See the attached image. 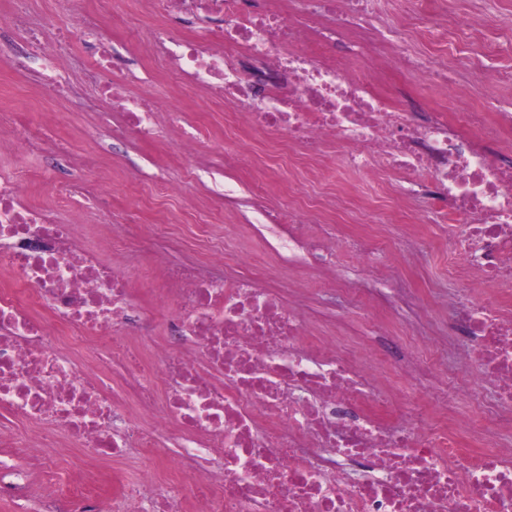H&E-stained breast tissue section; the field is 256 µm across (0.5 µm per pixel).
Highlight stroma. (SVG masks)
<instances>
[{"mask_svg":"<svg viewBox=\"0 0 512 512\" xmlns=\"http://www.w3.org/2000/svg\"><path fill=\"white\" fill-rule=\"evenodd\" d=\"M453 8L456 48L446 55L437 52L432 37L444 22L438 8L428 7L413 20L403 0H382L378 17L381 28L400 32L421 57L447 65L453 83L426 87L408 74L355 64L350 78L380 87L396 84L418 94L428 107L447 113L455 112L464 93L480 112L511 107L495 76L512 69V55L496 49L497 33L512 30V0H455ZM104 23L116 47L136 53L130 30L151 29L156 20L148 0H125L121 14L105 17ZM136 55L138 70L151 71L154 79L149 84L130 80L129 91L165 99L189 121H204L211 137L198 152H183L163 136L150 142L121 143L112 156L96 157L95 143L82 138L80 131L103 124L108 116L94 109L96 91L85 74L86 51L79 41H72L63 59L81 89L77 98L62 99L32 88L8 59L0 58V108L23 115L55 113L57 134L71 139L76 151L93 156L85 177L106 200L108 214L90 217L86 232L91 238L149 240L156 243L159 259L193 261L214 273L223 270L211 261L214 245H222L228 254H249L250 273L269 286L285 281L296 288L295 298L308 322L319 332L334 334L337 349L347 354L377 340L374 323L389 325L398 334L409 325L441 317L443 294L457 288L448 275L453 244L435 242L431 229L413 224V202L402 196L396 175L379 174L400 212L385 231L388 249L375 267L360 266L344 246L337 247L328 262H321L309 253L312 241L329 243L340 234L357 239L370 232L377 219L361 177L348 175L339 182L332 177L340 166L343 145L329 143L314 159L271 145L262 133L238 121L237 103L215 102L204 91L176 81L154 55ZM259 186L270 208L283 214L296 208L300 221L265 223L255 206ZM344 280L366 288L363 312H355L340 294ZM436 368L441 379L471 389L468 410L472 416H481L493 392L481 385L476 372L459 370L453 352L438 360ZM55 454L58 465L53 473H44L31 461L25 464L31 473L33 502L55 491L60 481L80 477L67 449H56Z\"/></svg>","mask_w":512,"mask_h":512,"instance_id":"obj_1","label":"stroma"}]
</instances>
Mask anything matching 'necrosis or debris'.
Wrapping results in <instances>:
<instances>
[{
    "label": "necrosis or debris",
    "instance_id": "necrosis-or-debris-1",
    "mask_svg": "<svg viewBox=\"0 0 512 512\" xmlns=\"http://www.w3.org/2000/svg\"><path fill=\"white\" fill-rule=\"evenodd\" d=\"M90 2L73 0L72 31L51 48L31 30L25 0H14L0 15V55L32 86L70 94L59 47L76 37L120 117L118 133L150 141L166 128L188 151L207 141L202 126L185 128L160 100L126 91L129 66L90 20ZM153 2L159 23L146 40L181 83L238 102L241 121L307 156L342 142L345 171L394 172L419 203L417 223L453 237L465 288L417 344L428 355L466 340L494 400L474 426L454 398L430 408L406 394L380 398L371 366L379 345L352 360L310 338L297 307L249 274L212 276L141 254L145 280L170 301L151 315L104 255L132 243L79 239L85 211L101 205L72 176L87 160L56 150L48 115L0 109V133L46 159L35 173L0 174V275L11 282L0 289V437L9 438L0 495L25 512L20 459L50 469L52 449L66 447L109 461L133 452L137 466L54 491L41 512H512V149L499 138L512 113L489 125L466 101L450 116L397 88L349 79L356 62L414 72L427 86L449 81L396 32L368 40L377 0H302L297 18L263 0ZM321 18L331 26L311 33ZM185 25L192 36L172 35ZM343 33L351 39L340 59ZM34 176L48 181L54 206L26 200ZM159 329L168 358L157 371L146 340ZM21 422L42 431L16 434ZM170 432L172 464L163 467L156 441Z\"/></svg>",
    "mask_w": 512,
    "mask_h": 512
}]
</instances>
